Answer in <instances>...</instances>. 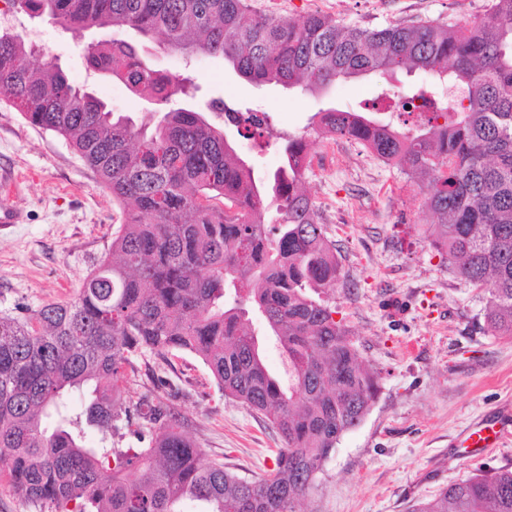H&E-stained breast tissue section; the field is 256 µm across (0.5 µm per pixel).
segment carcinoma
Segmentation results:
<instances>
[{
  "label": "carcinoma",
  "instance_id": "obj_1",
  "mask_svg": "<svg viewBox=\"0 0 512 512\" xmlns=\"http://www.w3.org/2000/svg\"><path fill=\"white\" fill-rule=\"evenodd\" d=\"M73 34L132 30L186 57L221 58L245 81L316 94L341 79L419 71L432 117L398 129L367 112L322 109L319 131L360 143L423 182L431 245L468 284L487 287V332L512 336V0L459 24L361 28L320 14H259L248 0H11ZM88 70L146 101L186 78L155 70L123 39L99 40ZM0 101L63 137L126 214L108 255L65 304L0 312V478L39 512H302L341 436L362 421L377 381L325 299L341 269L304 188L306 137L255 176L203 110L135 124L71 83L17 31L0 28ZM248 139L266 127L224 107ZM287 361L273 373L268 347ZM200 358L219 390L281 435L276 467L247 481L200 448L178 415L124 404L134 355ZM84 396L81 411L69 406ZM142 419L144 448L113 438ZM412 512H512V468H482Z\"/></svg>",
  "mask_w": 512,
  "mask_h": 512
}]
</instances>
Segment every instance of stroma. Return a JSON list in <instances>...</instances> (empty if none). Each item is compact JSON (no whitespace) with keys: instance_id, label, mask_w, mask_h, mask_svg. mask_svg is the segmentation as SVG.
Instances as JSON below:
<instances>
[{"instance_id":"1","label":"stroma","mask_w":512,"mask_h":512,"mask_svg":"<svg viewBox=\"0 0 512 512\" xmlns=\"http://www.w3.org/2000/svg\"><path fill=\"white\" fill-rule=\"evenodd\" d=\"M254 9L298 18L318 13L364 28L420 19L459 22L486 0H250ZM39 34L70 81L90 88L113 112L142 121L145 101L121 82L93 77L85 41L50 22ZM154 69L189 76L195 101L224 98L266 112L272 132L305 135L311 169L306 189L334 241L342 276L328 292L375 374L377 397L358 427L345 433L305 499L307 512H411L449 483L481 466L512 467V337L483 330L488 294L465 284L427 240L434 218L419 185L399 167L344 137L309 130L329 106L357 111L379 90L424 83L422 73L379 74L339 82L312 96L238 78L222 59L185 60L151 43ZM0 208L22 215L0 224V311L36 309L73 298L108 254L125 216L111 192L65 139L30 124L0 102ZM124 401L163 403L178 414L203 463H223L250 479L274 468L280 437L250 409L224 398L209 370L190 353L137 356L126 370ZM486 418L502 421L503 443L467 457L458 445Z\"/></svg>"}]
</instances>
